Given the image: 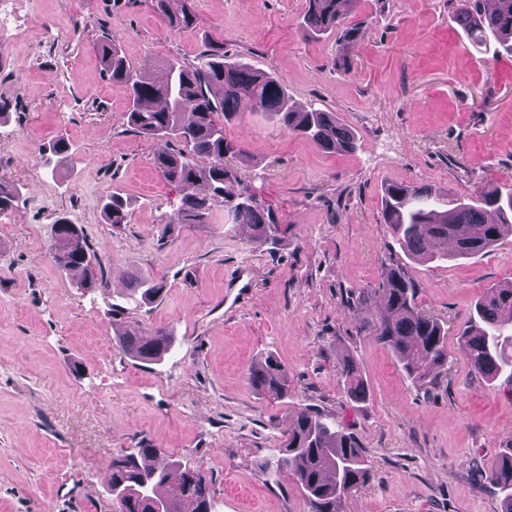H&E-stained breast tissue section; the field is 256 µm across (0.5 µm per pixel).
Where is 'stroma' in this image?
Listing matches in <instances>:
<instances>
[{
    "label": "stroma",
    "instance_id": "35a3bbf8",
    "mask_svg": "<svg viewBox=\"0 0 512 512\" xmlns=\"http://www.w3.org/2000/svg\"><path fill=\"white\" fill-rule=\"evenodd\" d=\"M195 7L184 31L150 0H15L0 24V178L19 185L0 214V512H115L112 457L143 443L200 468L214 512H308L275 466L301 407L335 418L371 461L343 512H501L485 473L512 442V374L482 378L458 342L476 302L512 282V235L470 258L413 259L384 222L382 193L391 182L464 198L512 188V57L470 45L458 0H351L344 29L314 38L302 34L306 0ZM105 38L135 72L147 57L191 61L221 41L231 59L281 76L293 107L336 113L356 148L326 152L241 103L225 129L247 149L234 165L285 225L281 242L255 246L220 210L208 224L176 223L178 190L153 161L182 145L127 126V95L95 51ZM58 138L73 162L54 177L39 150ZM113 193L131 202L118 226L102 215ZM62 215L107 288L79 290L55 264ZM392 262L448 330L435 384L415 385L389 349L355 332L347 298ZM145 277L163 283L161 298L114 319ZM158 327L174 342L161 361L115 343ZM269 354L288 371L278 400L247 379ZM348 356L366 403L351 402L338 375Z\"/></svg>",
    "mask_w": 512,
    "mask_h": 512
}]
</instances>
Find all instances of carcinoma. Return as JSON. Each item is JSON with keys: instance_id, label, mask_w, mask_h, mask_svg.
<instances>
[{"instance_id": "1", "label": "carcinoma", "mask_w": 512, "mask_h": 512, "mask_svg": "<svg viewBox=\"0 0 512 512\" xmlns=\"http://www.w3.org/2000/svg\"><path fill=\"white\" fill-rule=\"evenodd\" d=\"M484 2L461 0L457 24L475 48H482L491 36L512 52V0H493L491 9L481 7ZM347 3L307 0L304 33L321 35L341 28ZM152 6L173 31L192 28L197 22L195 0H152ZM96 52L107 79L126 91L127 125L143 137L173 138L184 146L182 151L154 158L160 177L179 189L176 214L181 224H207L213 208L222 206L233 223L250 228L254 244H275L282 238L283 226L230 164L244 149L227 139L224 123L237 116L243 99L255 111L274 115L283 129L328 152L355 149L354 133L335 113L313 107L302 112L291 109L279 76L228 59L222 42L208 44L192 61L151 57L139 75L131 74L112 41L96 45ZM68 151L69 144L61 138L43 145L40 159L51 176L59 173ZM201 159L208 165H199ZM17 193L14 184L0 181V213L12 207ZM382 206L385 223L404 253L412 257H446L448 253L438 255L431 246H446L451 240L453 255L468 258L491 250L504 233H512V192L505 194L499 188H487L477 199L465 202L424 185L391 183L384 188ZM102 213L108 224H126L129 203L112 194L103 203ZM52 237L53 246L66 248L64 259L56 264L81 274L79 288L106 287L103 276L96 273L97 258L78 225L61 216L52 225ZM162 291L161 282L143 280L128 299L137 307L148 305ZM348 307L368 312L356 324V333L387 347L413 383L423 386L437 381L448 362L447 330L418 308L417 287L402 265L385 266L378 286L353 293ZM476 314L481 324L460 337V348L473 372L495 377L512 366V357L503 348L512 342L508 335L512 282L491 289L476 306ZM116 341L121 350L144 362L161 360L173 347L164 329L148 336L124 333ZM339 373L349 398L364 401L367 386L354 359L343 360ZM248 380L270 399L288 393L287 370L273 355L251 368ZM277 466L292 475L309 512H340L348 494L370 476L369 461L357 438L306 407L294 415ZM485 480L504 493L502 512H512V443L485 472ZM109 492L118 512H212L206 474L151 445L124 450L112 458Z\"/></svg>"}]
</instances>
